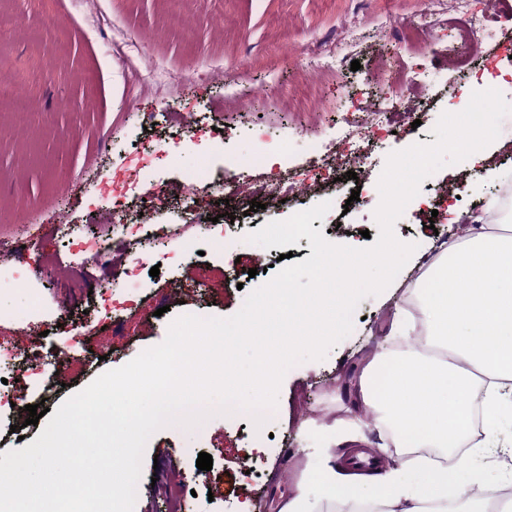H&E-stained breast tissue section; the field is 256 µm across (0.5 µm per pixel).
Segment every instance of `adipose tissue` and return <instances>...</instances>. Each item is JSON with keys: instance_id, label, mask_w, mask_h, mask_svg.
Returning <instances> with one entry per match:
<instances>
[{"instance_id": "obj_1", "label": "adipose tissue", "mask_w": 512, "mask_h": 512, "mask_svg": "<svg viewBox=\"0 0 512 512\" xmlns=\"http://www.w3.org/2000/svg\"><path fill=\"white\" fill-rule=\"evenodd\" d=\"M498 209L483 205L477 232L448 247L420 279L430 335L422 348L374 359L359 381L360 400L393 424L401 447L418 449L382 473L316 471L324 497L353 484L375 486L385 512H464L484 505L482 470L462 455L454 470L423 456L455 448L470 428V390L485 386L486 447H498V413L512 389V234L499 232Z\"/></svg>"}]
</instances>
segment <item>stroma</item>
I'll return each instance as SVG.
<instances>
[{
  "label": "stroma",
  "mask_w": 512,
  "mask_h": 512,
  "mask_svg": "<svg viewBox=\"0 0 512 512\" xmlns=\"http://www.w3.org/2000/svg\"><path fill=\"white\" fill-rule=\"evenodd\" d=\"M487 12V36L460 42L455 26L462 0H201L187 17L169 0H0V15L15 26L0 30V52L20 85L27 108L0 109V336L14 350L47 358V374L65 368L64 384L43 396L42 381L28 377L13 392L23 409L14 425L26 442L40 435L28 424V406L57 410L101 373L128 363L167 336L179 315L227 318L248 293L270 280L280 248L249 243L248 235L272 221L328 201L325 219L312 226L329 241L368 246L378 229L377 182L389 153L434 141L433 129L463 86L486 78L512 100V0H472ZM428 20V50L415 53L400 40L411 22ZM473 60L469 74L448 80L449 57ZM360 70H352V61ZM426 74L410 87L405 107L420 126L402 122L396 133L378 131L366 147L364 197L354 207L335 185L315 195L295 194L278 209L251 210L266 173L288 177L323 154L344 148L342 117L376 108L389 111L400 66ZM314 87L317 105L305 121L285 108L302 87ZM130 164L140 167L138 191L116 197L110 180ZM237 177L244 193L188 195L186 186L217 173ZM480 181V195L453 202L460 182ZM171 196L168 207L143 222L139 195ZM504 197L512 213V180L485 176L469 158L430 175L412 206L396 221L397 238L416 244L404 267L380 295L364 299L352 333L321 361L287 371L276 410L262 428L243 412L217 414L197 427L168 426L147 442L134 512H170V485L189 479L185 512H280L303 472L348 467L363 452L396 466L407 449L392 427L359 402L363 370L373 358L399 355L407 339L392 323L401 312L426 332L419 278L447 247L461 243L456 225L432 216L433 206L472 204ZM122 223H110L114 208ZM203 224L175 235L188 214ZM163 238L149 250L135 277L134 305L116 319L95 311L111 275L97 269L81 246L89 234L108 237L115 252L130 243L129 224ZM220 239L205 255L195 238ZM159 276H150L152 267ZM255 276H248V269ZM23 271L24 281L13 277ZM53 331H45V324ZM82 324L80 343L59 351L61 337ZM211 470L196 466L199 453Z\"/></svg>",
  "instance_id": "stroma-1"
}]
</instances>
